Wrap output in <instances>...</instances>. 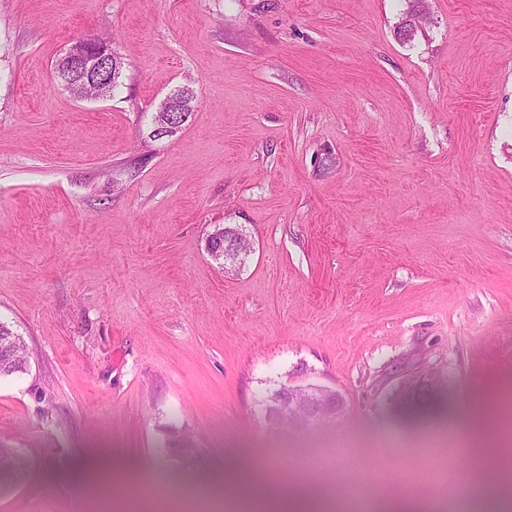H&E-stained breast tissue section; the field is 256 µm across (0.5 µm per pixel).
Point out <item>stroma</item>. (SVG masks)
I'll list each match as a JSON object with an SVG mask.
<instances>
[{
    "mask_svg": "<svg viewBox=\"0 0 512 512\" xmlns=\"http://www.w3.org/2000/svg\"><path fill=\"white\" fill-rule=\"evenodd\" d=\"M85 35L122 62L104 100L52 76ZM184 85L191 119L152 137ZM216 224L254 244L239 272ZM0 322L27 356L0 448L28 464L0 512H141L157 473L168 512L301 487L504 512L512 475L460 439L486 422L512 460V0H0ZM286 386L340 408L275 420Z\"/></svg>",
    "mask_w": 512,
    "mask_h": 512,
    "instance_id": "35a3bbf8",
    "label": "stroma"
}]
</instances>
